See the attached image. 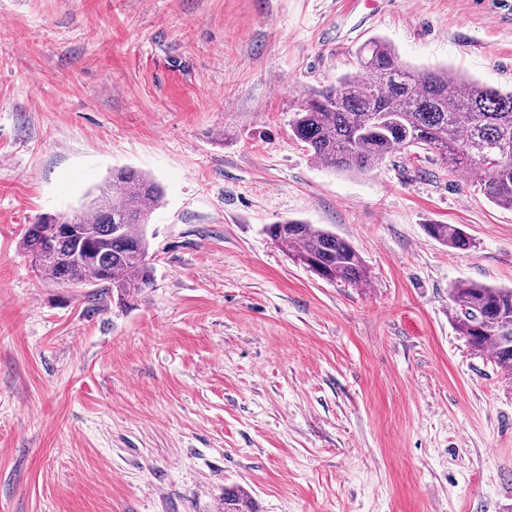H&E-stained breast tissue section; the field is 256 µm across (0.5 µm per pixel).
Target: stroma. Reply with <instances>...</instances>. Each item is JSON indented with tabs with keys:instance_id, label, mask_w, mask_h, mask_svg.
Masks as SVG:
<instances>
[{
	"instance_id": "35a3bbf8",
	"label": "stroma",
	"mask_w": 512,
	"mask_h": 512,
	"mask_svg": "<svg viewBox=\"0 0 512 512\" xmlns=\"http://www.w3.org/2000/svg\"><path fill=\"white\" fill-rule=\"evenodd\" d=\"M380 37L512 88L496 0H0V512H512V381L448 314L512 288V210L437 154L316 166L289 122ZM151 174L152 282L42 281L29 224ZM351 243L320 279L266 232ZM458 224L473 247L439 244ZM270 238L310 271L331 283L368 286L371 277L358 251L336 234L314 224L288 220L267 228ZM426 231L431 238L450 249L466 251L471 247L468 237L455 224H429Z\"/></svg>"
}]
</instances>
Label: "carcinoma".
Wrapping results in <instances>:
<instances>
[{"label":"carcinoma","mask_w":512,"mask_h":512,"mask_svg":"<svg viewBox=\"0 0 512 512\" xmlns=\"http://www.w3.org/2000/svg\"><path fill=\"white\" fill-rule=\"evenodd\" d=\"M363 79L343 77L336 87L310 95L290 123L313 162L334 172L360 176L411 148L433 150L454 172L480 176L494 205L512 209V91H501L444 68L417 70L375 37L358 51ZM509 156L491 170L486 157ZM163 200L161 185L132 168L112 170L83 210L75 215L82 236L59 233L22 236L41 279L57 285H103L134 295L150 284L145 226ZM442 245L466 251L471 242L455 224H428ZM270 238L310 271L331 283L368 286L371 277L358 251L314 224L288 220L267 228ZM451 319L469 347L488 355L512 377V288L461 282L449 293ZM224 512H258L247 497L224 489Z\"/></svg>","instance_id":"obj_1"}]
</instances>
